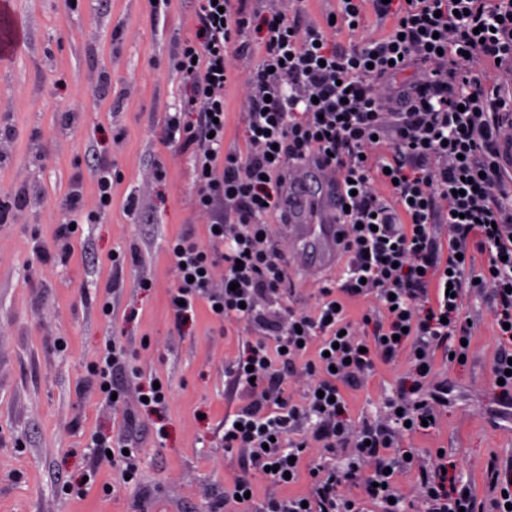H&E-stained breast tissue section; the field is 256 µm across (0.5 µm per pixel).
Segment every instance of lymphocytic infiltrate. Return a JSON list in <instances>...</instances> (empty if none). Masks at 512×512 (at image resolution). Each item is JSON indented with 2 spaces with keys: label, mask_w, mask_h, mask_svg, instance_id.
Masks as SVG:
<instances>
[{
  "label": "lymphocytic infiltrate",
  "mask_w": 512,
  "mask_h": 512,
  "mask_svg": "<svg viewBox=\"0 0 512 512\" xmlns=\"http://www.w3.org/2000/svg\"><path fill=\"white\" fill-rule=\"evenodd\" d=\"M389 23L381 37L343 50L306 21L304 0L266 8L252 0H198L196 40L174 57L188 94L166 122L168 140L193 161L195 206L212 217L203 247L181 235L170 251L178 286L170 302L183 323L198 300L244 339L226 376L241 405L224 416V455L237 472L212 512H507L512 461L491 459L492 496L447 474V454L407 455L405 439L436 425L444 402L437 355L469 357L473 321L464 297L489 291L498 349L492 371L512 405V170L500 151L512 130V0H338L335 22ZM260 44L244 83L246 153L224 149V91L235 78L230 50L242 33ZM323 161L339 175L345 266L324 281L313 310L288 302L286 256L269 226L282 212L287 176ZM222 280H215L216 268ZM366 301L359 321L348 306ZM131 348L105 337L93 385L108 407L138 385L142 412H161L167 387L143 381ZM405 363L381 417L352 423L343 396L376 360ZM304 381L300 399L280 369ZM97 466L119 469L105 494L138 478L125 435L93 433ZM414 473L410 494L400 480ZM266 491L254 498L255 477ZM306 480L308 490L284 495Z\"/></svg>",
  "instance_id": "obj_1"
}]
</instances>
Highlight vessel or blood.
<instances>
[{"label": "vessel or blood", "instance_id": "vessel-or-blood-1", "mask_svg": "<svg viewBox=\"0 0 512 512\" xmlns=\"http://www.w3.org/2000/svg\"><path fill=\"white\" fill-rule=\"evenodd\" d=\"M13 0H0V57L14 56L26 42V31L13 18ZM332 166L308 163L288 184V262L313 276L332 266L339 253L338 216L343 198Z\"/></svg>", "mask_w": 512, "mask_h": 512}]
</instances>
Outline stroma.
<instances>
[{"label":"stroma","mask_w":512,"mask_h":512,"mask_svg":"<svg viewBox=\"0 0 512 512\" xmlns=\"http://www.w3.org/2000/svg\"><path fill=\"white\" fill-rule=\"evenodd\" d=\"M196 9L197 0H170L159 13L151 0H15L29 36L0 61V198L23 186L31 198L0 223V512H210L230 476L224 414L238 400L224 368L247 329L225 326L203 300L178 326L170 307L177 278L168 243L188 232L207 242L210 222L194 206L188 152L165 133L168 114L183 108L172 58L195 38ZM103 165L112 169L105 209L95 183ZM76 189L82 213L61 263L55 231L73 219L67 200ZM117 254L126 259L118 281ZM468 309L478 318L474 354L464 366L439 362L441 420L409 445L447 449L483 497L489 458H512V408L493 382L492 302L475 295ZM113 335L170 396L133 433L139 483L108 496L102 487L116 473L94 469L88 437L122 429L124 411L105 406L88 379ZM401 374L380 363L361 388L346 390L352 417L376 413ZM92 469L82 494L62 493Z\"/></svg>","instance_id":"stroma-1"}]
</instances>
